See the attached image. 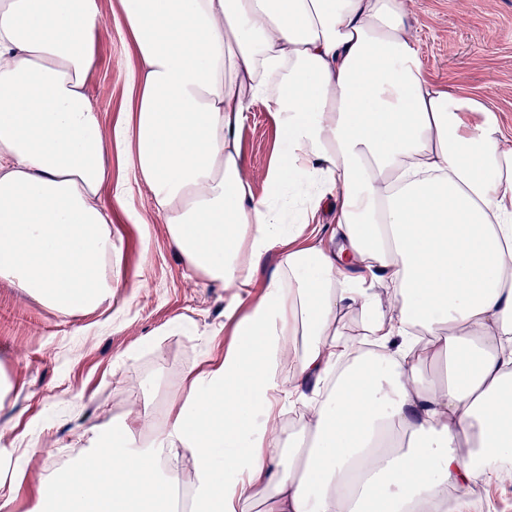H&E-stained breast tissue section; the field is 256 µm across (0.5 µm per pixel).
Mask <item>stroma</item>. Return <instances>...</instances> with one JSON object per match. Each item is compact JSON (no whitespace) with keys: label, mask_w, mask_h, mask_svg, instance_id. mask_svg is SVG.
<instances>
[{"label":"stroma","mask_w":512,"mask_h":512,"mask_svg":"<svg viewBox=\"0 0 512 512\" xmlns=\"http://www.w3.org/2000/svg\"><path fill=\"white\" fill-rule=\"evenodd\" d=\"M100 21L85 92L100 116L109 179L100 200L112 210L121 247L119 286L98 308L64 316L16 283L0 278V368L14 388L0 408V465L14 464L20 441L38 440L53 456L30 457L17 478L8 512H32L37 479L58 472L57 454L83 448L84 429L132 410L164 415L184 393V368L221 358L233 341L225 317L230 294L191 272L171 246L166 219L136 182L134 140L116 144L112 131L133 118L130 74L136 48L118 24L121 0H97ZM406 25L417 39L429 79L476 95L499 113L512 147V0H405ZM254 198L268 176L282 134L267 103L255 102L238 133ZM126 189L125 207L114 201Z\"/></svg>","instance_id":"35a3bbf8"}]
</instances>
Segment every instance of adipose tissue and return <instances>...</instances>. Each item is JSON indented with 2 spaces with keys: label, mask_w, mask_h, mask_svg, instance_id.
Instances as JSON below:
<instances>
[{
  "label": "adipose tissue",
  "mask_w": 512,
  "mask_h": 512,
  "mask_svg": "<svg viewBox=\"0 0 512 512\" xmlns=\"http://www.w3.org/2000/svg\"><path fill=\"white\" fill-rule=\"evenodd\" d=\"M138 50L133 172L189 269L264 298L160 423L89 428L34 512H448L512 460V148L497 112L430 82L405 0H122ZM97 0H0V277L60 313L113 295ZM284 135L254 199L237 132ZM335 197L337 246H293ZM392 288L387 303L369 291ZM358 308L373 350L337 326ZM442 375H425L428 357ZM281 254V249L277 248L267 255L262 266L254 277L252 288L249 289L248 295L243 298V301L237 310V315H244L246 309L251 304L264 297L266 293V284L270 275L278 267L281 261Z\"/></svg>",
  "instance_id": "adipose-tissue-1"
}]
</instances>
